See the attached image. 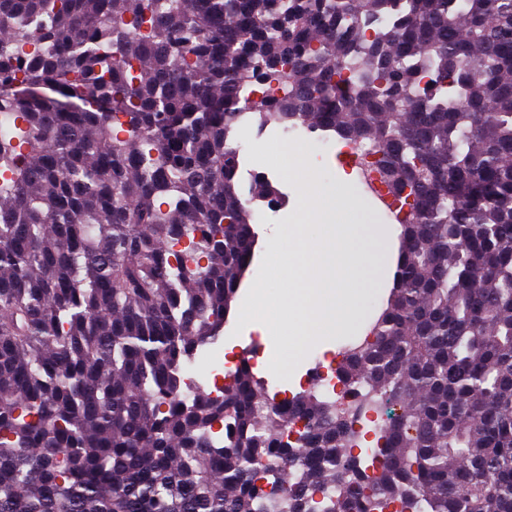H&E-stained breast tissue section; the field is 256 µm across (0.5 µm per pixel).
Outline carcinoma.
Listing matches in <instances>:
<instances>
[{
    "label": "carcinoma",
    "instance_id": "cac0c4a2",
    "mask_svg": "<svg viewBox=\"0 0 512 512\" xmlns=\"http://www.w3.org/2000/svg\"><path fill=\"white\" fill-rule=\"evenodd\" d=\"M240 106L400 203L356 404L185 396L280 200ZM0 116V512H512V0H0Z\"/></svg>",
    "mask_w": 512,
    "mask_h": 512
}]
</instances>
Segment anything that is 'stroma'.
Returning a JSON list of instances; mask_svg holds the SVG:
<instances>
[{"label": "stroma", "mask_w": 512, "mask_h": 512, "mask_svg": "<svg viewBox=\"0 0 512 512\" xmlns=\"http://www.w3.org/2000/svg\"><path fill=\"white\" fill-rule=\"evenodd\" d=\"M238 140L243 146L239 156L241 167L252 170L253 173L270 179L279 189L284 203L272 213L268 220L256 223L258 233L256 252H263L266 248L276 244L281 234L289 225H301L304 233L310 234L315 230L316 218L308 210L300 197V173L289 168L287 163H275L267 155L264 147L267 143H288L289 146H304L308 151L307 165L314 168L319 180L328 186L336 184L341 176H349L354 192L365 200H372L373 195L367 191L360 182L358 164L348 162L340 154L336 135H329L327 144H320L316 134L288 135L279 125H270L265 129H257L256 125L249 124L242 127ZM236 317H229L224 325V331L219 343L207 346L198 352L195 363L200 374H208L223 359L225 347L234 348L235 352L245 353L251 348H258L260 355L254 368L258 378L265 380L270 388L286 391L292 394L299 393V382L304 379L313 368L316 352L309 349L304 351L300 359L291 368L290 375H282L267 369L266 363L273 355L272 345L255 331H236Z\"/></svg>", "instance_id": "obj_1"}]
</instances>
